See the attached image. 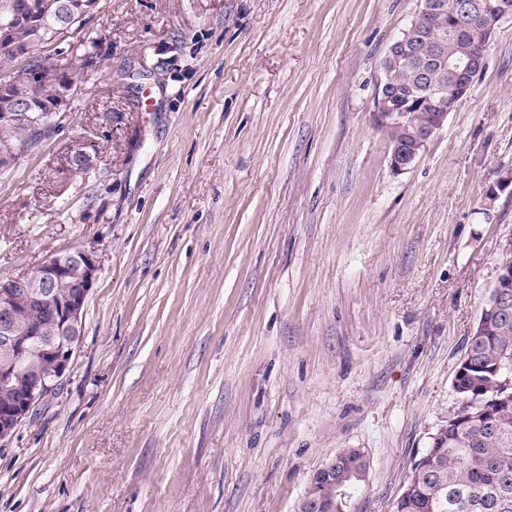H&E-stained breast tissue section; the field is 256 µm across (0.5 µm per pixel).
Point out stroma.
<instances>
[{
    "mask_svg": "<svg viewBox=\"0 0 512 512\" xmlns=\"http://www.w3.org/2000/svg\"><path fill=\"white\" fill-rule=\"evenodd\" d=\"M420 0H100L95 67L0 174V281L102 270L61 386L0 447V512H394L512 236V18L410 169L373 120ZM83 144L93 165L66 170ZM348 451V450H345ZM340 464L336 461L320 470L314 477L312 487L299 505L298 512H343L346 498L336 495L333 488L342 485L347 490L355 481H362L367 463L362 453L348 451L341 456ZM353 471L362 474L355 476ZM336 475V479L332 476ZM343 510V511H342Z\"/></svg>",
    "mask_w": 512,
    "mask_h": 512,
    "instance_id": "stroma-1",
    "label": "stroma"
}]
</instances>
